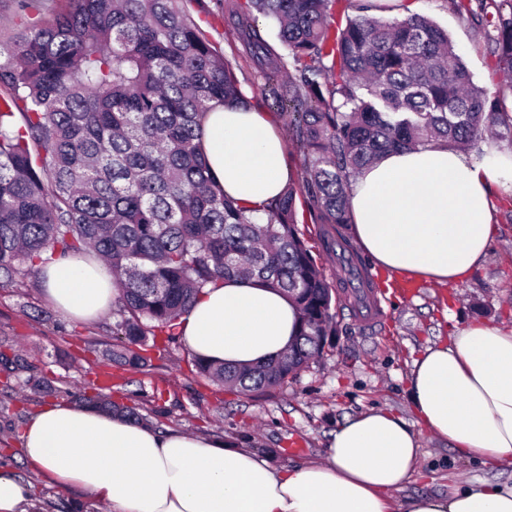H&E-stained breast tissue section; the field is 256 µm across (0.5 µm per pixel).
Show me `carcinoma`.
Segmentation results:
<instances>
[{
	"instance_id": "obj_1",
	"label": "carcinoma",
	"mask_w": 512,
	"mask_h": 512,
	"mask_svg": "<svg viewBox=\"0 0 512 512\" xmlns=\"http://www.w3.org/2000/svg\"><path fill=\"white\" fill-rule=\"evenodd\" d=\"M6 2L20 23L0 45V284L95 252L119 290L110 355L119 367L151 366L177 343L176 322L203 288L235 277L295 302L296 340L256 367L194 357L192 372L245 395L288 383L336 335V289L316 257L336 259L338 240L353 248L349 197L362 169L390 151L465 150L494 127L512 130V81L494 94L478 86L424 16L377 17L372 0H214L301 158L298 183L248 209L224 196L199 143L208 113L249 104L202 27L204 0ZM449 4L485 30L493 70L512 77V0ZM301 210L319 228L312 246ZM26 370L23 354L0 348L5 393L56 392ZM70 397L146 420L106 387Z\"/></svg>"
}]
</instances>
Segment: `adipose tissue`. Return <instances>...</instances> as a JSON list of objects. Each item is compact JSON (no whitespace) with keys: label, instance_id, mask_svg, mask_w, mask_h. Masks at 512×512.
Returning a JSON list of instances; mask_svg holds the SVG:
<instances>
[{"label":"adipose tissue","instance_id":"adipose-tissue-1","mask_svg":"<svg viewBox=\"0 0 512 512\" xmlns=\"http://www.w3.org/2000/svg\"><path fill=\"white\" fill-rule=\"evenodd\" d=\"M203 145L225 193L255 207L294 175L274 117L228 104L204 121ZM512 194V153L475 159L433 145L386 156L352 187L350 232L377 265L444 287L466 282L495 236L494 190ZM54 306L92 321L117 292L86 255L40 275ZM286 294L255 281L203 289L178 321L183 345L213 363L252 367L285 352L298 329ZM412 419L370 410L340 425L322 459L276 466L216 435L161 432L61 400L29 418L28 465L109 512H512V485L399 500L418 471L419 430L495 469L512 460V328L475 321L427 347L407 379ZM31 484L0 465V512H33Z\"/></svg>","mask_w":512,"mask_h":512}]
</instances>
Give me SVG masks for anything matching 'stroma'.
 <instances>
[{"mask_svg":"<svg viewBox=\"0 0 512 512\" xmlns=\"http://www.w3.org/2000/svg\"><path fill=\"white\" fill-rule=\"evenodd\" d=\"M411 12L446 28L475 81L489 91L497 90L503 78L492 71L483 32L454 14L445 0H397L384 16L400 19ZM208 31L233 62L244 94L262 111H272L271 102L259 92L254 66L237 51L233 31L217 18L211 19ZM492 202L498 231L486 260L469 281L454 288L426 281L415 294L403 297L394 291L400 275L372 267L373 285L384 292L383 318L378 324L357 320L350 288L338 279L335 263L324 262L326 278L341 298L332 344L294 379L261 395L230 393L195 378L187 351L179 343L158 353L150 367L107 369L104 361L112 351V315L91 323L68 319L33 279L0 287V340L14 339L38 372L62 389L89 387L105 373L126 382L124 388L112 392L113 401L119 404L142 405L153 388L165 389L168 413L161 428L216 434L231 443L248 435L255 450L279 466L317 460L323 457L336 428L363 411L383 408L410 417L405 382L412 361L446 338L453 327L475 319L512 327V196L497 191ZM46 404V399L35 396H0V456H8L18 475L34 484L39 512H108L107 505L91 504L74 490H59L28 469L20 435L28 418ZM292 440L299 442L298 450H289ZM421 441L420 471L400 492V499L449 495L466 482L512 484V463L488 470L479 462L459 458L443 441L426 434Z\"/></svg>","mask_w":512,"mask_h":512,"instance_id":"1","label":"stroma"}]
</instances>
